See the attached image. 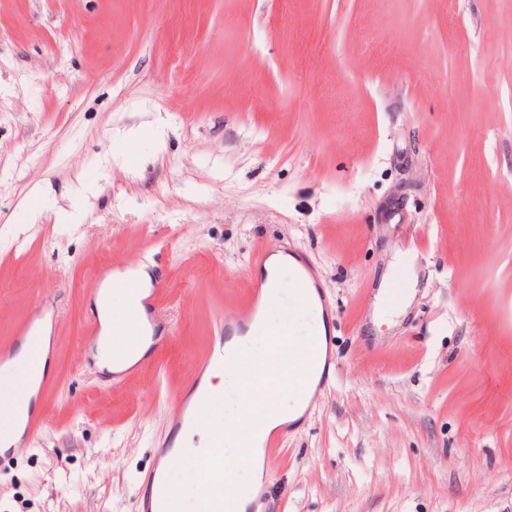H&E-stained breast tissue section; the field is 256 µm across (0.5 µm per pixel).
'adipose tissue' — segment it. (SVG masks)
Instances as JSON below:
<instances>
[{
	"instance_id": "ef3b65f1",
	"label": "adipose tissue",
	"mask_w": 512,
	"mask_h": 512,
	"mask_svg": "<svg viewBox=\"0 0 512 512\" xmlns=\"http://www.w3.org/2000/svg\"><path fill=\"white\" fill-rule=\"evenodd\" d=\"M293 264V258L277 254L266 270L269 286L278 293V299L269 311V324L271 329L282 332L296 347L314 353L310 373H302L300 365L290 363L287 355L272 353L265 337L234 334L230 336L228 346L233 352L242 353L239 367L206 371L199 386L215 390L251 380L245 404L203 406L198 399L190 401L191 406L198 408L202 421L220 433L219 447L224 453V476L218 482L211 476L207 458L196 455V464L203 476L194 485L193 498L203 501L215 496L223 497L224 512H246L260 485L261 455L252 453L245 467L239 462V451L243 445L240 432L245 424L258 422L260 436H268L282 425L299 421L317 393L324 361L317 358L316 352L327 347L325 315L316 288L298 293L296 282L290 278ZM151 279L147 266L138 264L114 273L109 282L98 290L94 307L101 326L97 347L100 367L110 370L118 366L125 370L146 355L150 342L140 335L139 325L113 327L107 300L112 296L126 297L130 282L145 286ZM118 345L127 347L128 353L124 361L116 365L112 358L113 349Z\"/></svg>"
}]
</instances>
